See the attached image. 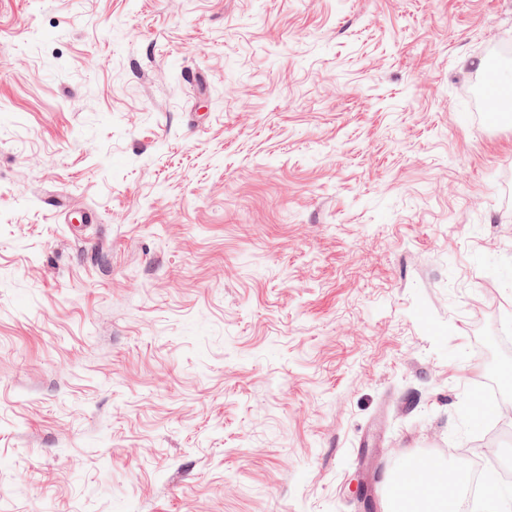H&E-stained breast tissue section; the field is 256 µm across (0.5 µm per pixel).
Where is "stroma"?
I'll return each mask as SVG.
<instances>
[{"label": "stroma", "mask_w": 512, "mask_h": 512, "mask_svg": "<svg viewBox=\"0 0 512 512\" xmlns=\"http://www.w3.org/2000/svg\"><path fill=\"white\" fill-rule=\"evenodd\" d=\"M512 0H0V512H389L512 378ZM26 487H18L19 475ZM428 479L429 473L424 466V462L413 459L402 473L392 479L385 490V494L392 505L394 498L397 505H399L400 502L411 496Z\"/></svg>", "instance_id": "obj_1"}]
</instances>
